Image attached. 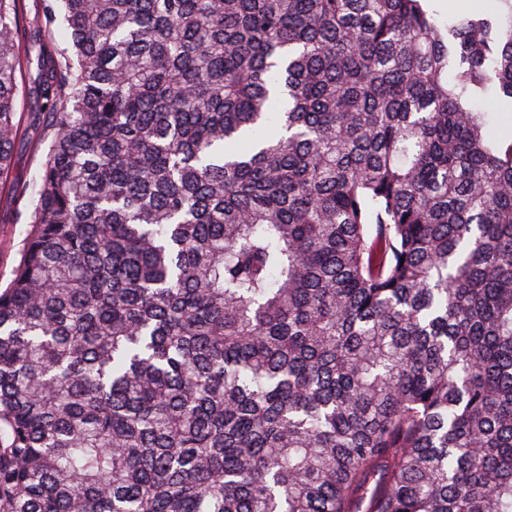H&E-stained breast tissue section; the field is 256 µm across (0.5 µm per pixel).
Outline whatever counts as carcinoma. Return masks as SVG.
Returning a JSON list of instances; mask_svg holds the SVG:
<instances>
[{
	"instance_id": "cac0c4a2",
	"label": "carcinoma",
	"mask_w": 512,
	"mask_h": 512,
	"mask_svg": "<svg viewBox=\"0 0 512 512\" xmlns=\"http://www.w3.org/2000/svg\"><path fill=\"white\" fill-rule=\"evenodd\" d=\"M428 2L0 0V512H512V0ZM429 1L430 10L434 13L435 18L439 22H448V18L455 17L464 13L484 12L488 14L497 13L501 10L502 4L499 0H458L456 8L448 10V12H440L436 7V2ZM32 57L34 59L32 65L27 67L26 64H24L23 66L22 80L26 82V91L17 103L18 112L30 113L39 112L40 110V101L36 98L32 90H29V87L33 86L37 74L35 52L32 53ZM482 112H487V125L493 135L512 134V107H505L488 100L479 105ZM38 136L33 127L24 126L15 144L11 176L0 193V280L3 282L10 277L16 252L24 237V224L19 221L18 213L39 183V155L33 149ZM10 181L26 188L27 195L23 201L8 192Z\"/></svg>"
}]
</instances>
